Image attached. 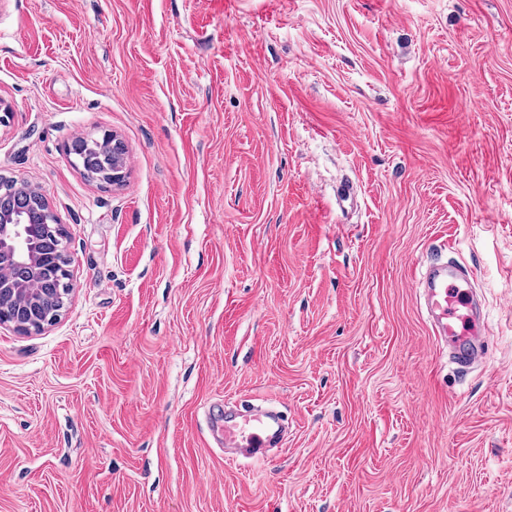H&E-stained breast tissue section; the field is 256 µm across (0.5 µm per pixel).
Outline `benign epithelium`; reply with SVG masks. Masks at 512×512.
Segmentation results:
<instances>
[{
	"instance_id": "obj_1",
	"label": "benign epithelium",
	"mask_w": 512,
	"mask_h": 512,
	"mask_svg": "<svg viewBox=\"0 0 512 512\" xmlns=\"http://www.w3.org/2000/svg\"><path fill=\"white\" fill-rule=\"evenodd\" d=\"M112 175L98 177L104 184L118 186L126 174L124 143L112 136ZM12 189L0 191V327L31 333L57 320L72 291L67 233L62 224L42 226L43 237L30 240L25 216L38 203L47 201L36 185L10 182ZM23 272L28 288L20 293L5 280V271Z\"/></svg>"
}]
</instances>
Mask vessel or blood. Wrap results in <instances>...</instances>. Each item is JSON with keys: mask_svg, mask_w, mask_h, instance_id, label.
Returning <instances> with one entry per match:
<instances>
[{"mask_svg": "<svg viewBox=\"0 0 512 512\" xmlns=\"http://www.w3.org/2000/svg\"><path fill=\"white\" fill-rule=\"evenodd\" d=\"M466 271L449 263L421 268L414 283L419 288L433 335L447 347L452 362L462 369L482 363L488 346V326L479 300L468 286ZM216 429L224 445L244 458L267 460L284 423L275 410L225 411Z\"/></svg>", "mask_w": 512, "mask_h": 512, "instance_id": "b4317fda", "label": "vessel or blood"}]
</instances>
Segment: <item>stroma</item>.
I'll return each mask as SVG.
<instances>
[{
    "label": "stroma",
    "instance_id": "obj_1",
    "mask_svg": "<svg viewBox=\"0 0 512 512\" xmlns=\"http://www.w3.org/2000/svg\"><path fill=\"white\" fill-rule=\"evenodd\" d=\"M0 100L72 283L0 327V512H512V0H0ZM112 133L119 187L67 153ZM268 399L287 440L226 459L211 409ZM112 149L114 151V160L111 178L97 176V179L100 183L119 186L121 183H123L126 174V148L121 139L115 135H112ZM414 283L420 289L432 333L448 348L452 362L462 369L482 363L488 326L467 272L448 262L433 263L420 269Z\"/></svg>",
    "mask_w": 512,
    "mask_h": 512
}]
</instances>
